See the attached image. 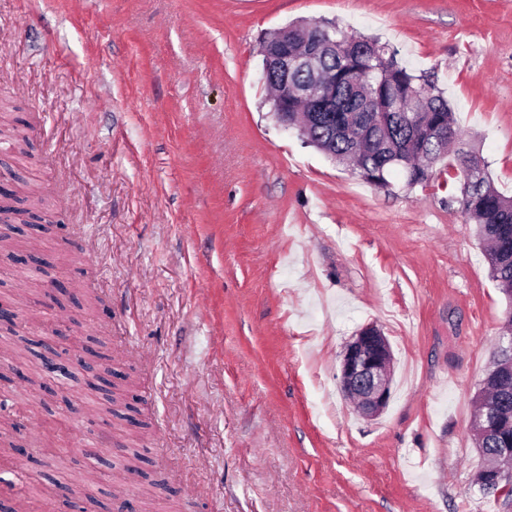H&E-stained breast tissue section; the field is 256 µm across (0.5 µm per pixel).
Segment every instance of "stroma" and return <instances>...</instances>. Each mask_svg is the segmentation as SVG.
Here are the masks:
<instances>
[{"label": "stroma", "instance_id": "1", "mask_svg": "<svg viewBox=\"0 0 512 512\" xmlns=\"http://www.w3.org/2000/svg\"><path fill=\"white\" fill-rule=\"evenodd\" d=\"M326 20L435 74L464 140L512 195V0H0V186L35 189L48 224L18 225L94 308L26 296L22 332L99 333L150 428L89 420L86 375L0 387L32 444L0 460V503L30 512H497L470 482L472 399L506 301L447 158L380 189L274 119L266 32ZM377 324L393 397L358 417L336 378ZM141 475L112 499V465ZM94 472L79 502L57 483Z\"/></svg>", "mask_w": 512, "mask_h": 512}]
</instances>
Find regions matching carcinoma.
Here are the masks:
<instances>
[{"mask_svg":"<svg viewBox=\"0 0 512 512\" xmlns=\"http://www.w3.org/2000/svg\"><path fill=\"white\" fill-rule=\"evenodd\" d=\"M314 34L307 52L316 57L317 67L296 66L288 74L273 71L265 75L272 93L293 98L304 90L326 98L330 111L324 119L306 122L308 113H288L296 121L307 142L338 163H346L367 183L378 188L389 186L388 177L398 172L406 185L414 187L430 180L436 166L450 147H456L460 163L479 152L465 149L454 111L435 80L416 75L397 59L396 51L374 38H355L333 25L305 22L288 25V40H301ZM336 83H325L330 73ZM417 92L415 111L428 125L448 127V142L425 141L420 127L406 112L394 111L396 99ZM482 177L468 181L464 167L457 178L465 222L474 225L479 240L487 244L486 259L492 279L512 307V196L494 186L487 162H482Z\"/></svg>","mask_w":512,"mask_h":512,"instance_id":"carcinoma-1","label":"carcinoma"}]
</instances>
